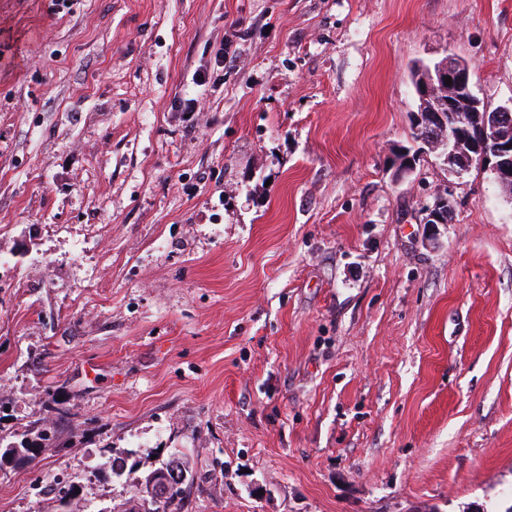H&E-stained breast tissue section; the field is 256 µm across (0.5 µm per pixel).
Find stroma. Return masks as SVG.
Returning <instances> with one entry per match:
<instances>
[{"mask_svg":"<svg viewBox=\"0 0 512 512\" xmlns=\"http://www.w3.org/2000/svg\"><path fill=\"white\" fill-rule=\"evenodd\" d=\"M447 55L511 103L512 0H0V442H68L0 512L174 453L183 512L512 507V194L412 137Z\"/></svg>","mask_w":512,"mask_h":512,"instance_id":"1","label":"stroma"}]
</instances>
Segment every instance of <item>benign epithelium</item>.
<instances>
[{"mask_svg":"<svg viewBox=\"0 0 512 512\" xmlns=\"http://www.w3.org/2000/svg\"><path fill=\"white\" fill-rule=\"evenodd\" d=\"M451 77L452 85L444 78ZM421 96L427 98L443 89L448 91V109L414 114V128L429 149L439 152L448 164V171L461 175L472 165L487 168L499 184L512 183V108L500 107L493 120L474 112L469 104L474 100L470 69L448 57L419 80ZM446 198L440 197L425 207L424 223L444 224L440 207Z\"/></svg>","mask_w":512,"mask_h":512,"instance_id":"7a95c632","label":"benign epithelium"}]
</instances>
